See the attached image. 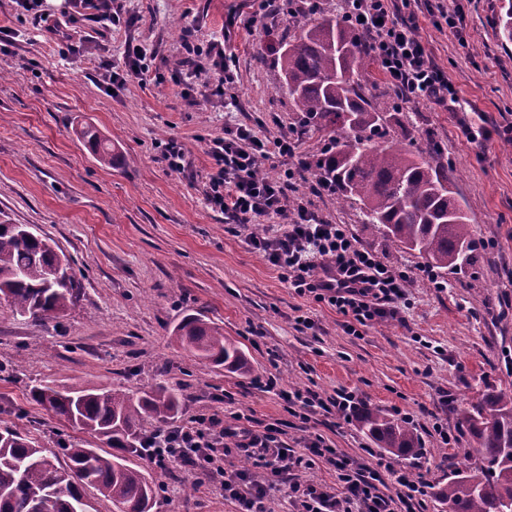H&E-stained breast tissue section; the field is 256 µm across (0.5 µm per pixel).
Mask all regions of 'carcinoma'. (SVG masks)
<instances>
[{"instance_id": "cac0c4a2", "label": "carcinoma", "mask_w": 512, "mask_h": 512, "mask_svg": "<svg viewBox=\"0 0 512 512\" xmlns=\"http://www.w3.org/2000/svg\"><path fill=\"white\" fill-rule=\"evenodd\" d=\"M293 41L277 58L301 125L329 135L331 150L311 162L317 181L334 180L340 202L360 205L362 223L385 233L397 248L418 252L438 272L472 265L478 259L472 230L451 190L454 168L417 158L406 147L375 140L386 136L385 105L365 95L370 55L364 39L341 14L301 21L291 16ZM96 159L110 165L112 144L92 124L77 131ZM58 252L27 228L0 224V295L16 316L46 325L57 321L78 299L73 274L58 281ZM184 350L216 366L245 372L242 350L224 328L188 314L172 330ZM30 399L93 435L106 448L59 442L56 453L9 428H0V512H80L86 489L117 512H152L155 491L128 456H140L148 436L144 419L163 427L182 408L181 390L158 385L132 396L121 389L72 390L45 383L31 387ZM355 418L380 448L403 459L421 454L420 436L402 419L377 408H359ZM461 424L474 442L460 448L478 460L448 476L438 493L448 512H512V395L487 392L465 409Z\"/></svg>"}]
</instances>
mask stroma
<instances>
[{"mask_svg": "<svg viewBox=\"0 0 512 512\" xmlns=\"http://www.w3.org/2000/svg\"><path fill=\"white\" fill-rule=\"evenodd\" d=\"M512 0H461L462 34L417 19L419 34L447 71L460 103L482 127L479 141L460 136L457 114L420 104L398 108L384 77L373 84L390 106L389 139L411 131L417 149L440 143L454 172L453 191L484 256L449 270L440 283L421 273L417 252L396 250L382 232L367 230L358 205L335 195L311 197L297 183L290 199L310 200L335 224L349 225L364 246L407 271L410 307L405 324L385 323L349 335L344 318L327 303L297 296L278 270L249 247L246 235L211 208L205 183L213 162L210 139L224 125H254L276 139L299 128L277 57L293 30L285 10L264 0H112L130 18L127 28L78 20L66 32L89 37L92 55L66 50L42 26L19 20L15 0H0V222L24 224L51 239L73 268L80 298L57 322L41 325L12 315L0 301V426L27 435L44 448L63 437L92 442L53 412L30 401L32 386L53 382L73 388H120L132 393L158 383L181 386L182 417L243 412L272 423L288 420L272 392L254 378L276 375L280 388H311L322 397L352 396L407 419L423 453L390 458L393 468L427 471L433 486L463 467L457 449L473 442L461 412L479 394L512 393V42L501 18ZM193 33H186V26ZM135 38L155 56L159 78L107 87L100 64L124 71L125 42ZM205 46L223 41L236 60L237 82L224 100L202 99L188 108L176 82L185 39ZM91 123L116 152L100 164L73 129ZM176 139L189 167L169 170L161 142ZM202 314L245 352L250 373L240 374L181 350L174 326ZM313 328L298 330L297 316ZM223 402H216V395ZM446 425L445 446L434 423ZM328 439L337 452L374 466L384 449L356 420L320 413L308 431L288 429L285 440L301 451L306 434ZM156 488L153 512H237L219 478L172 464L162 470L132 458Z\"/></svg>", "mask_w": 512, "mask_h": 512, "instance_id": "obj_1", "label": "stroma"}]
</instances>
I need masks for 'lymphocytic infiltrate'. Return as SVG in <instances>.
Segmentation results:
<instances>
[{"instance_id": "obj_1", "label": "lymphocytic infiltrate", "mask_w": 512, "mask_h": 512, "mask_svg": "<svg viewBox=\"0 0 512 512\" xmlns=\"http://www.w3.org/2000/svg\"><path fill=\"white\" fill-rule=\"evenodd\" d=\"M339 7L346 22L364 34L372 59L401 103L430 102L449 112L459 111L458 91L435 62L414 21L420 11L432 18L436 28L460 31L462 16L450 0H340ZM184 49L185 78L202 75L199 57L207 55L217 73L209 97L223 99L235 83L223 46L214 42L203 50L188 43ZM302 145L298 131L270 141L260 138L253 125H225L223 137L207 144L213 161L206 187L208 203L223 212L225 223L247 230L252 250L280 270L297 295L336 308L348 333L401 320L409 274L364 247L348 225L319 217L310 202H289V189L309 170ZM276 155L289 158V167L274 178L259 176L258 168ZM271 216L280 219L279 229L249 231V224ZM281 397L290 413L305 424L317 411L342 413L348 408L347 398H324L310 389L288 390ZM234 419V425L228 426L223 414L213 412L155 430L149 435L146 458L163 470L176 462L207 477L222 475L224 495L237 503L238 512H268L271 492L283 484L292 512H422L431 487L424 473L394 472L396 492L386 495L379 490L384 462L364 467L338 454L319 434L306 440L307 455L298 456L282 440L278 424L240 413ZM234 452L258 459L268 478L258 479L246 470L225 473L224 459ZM313 456L333 468L338 487L299 479L298 470L309 467Z\"/></svg>"}]
</instances>
